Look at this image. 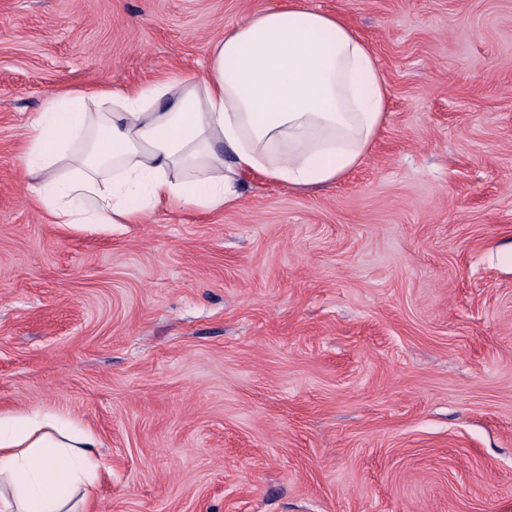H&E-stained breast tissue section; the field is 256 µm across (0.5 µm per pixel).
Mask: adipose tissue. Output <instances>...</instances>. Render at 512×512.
Listing matches in <instances>:
<instances>
[{
    "label": "adipose tissue",
    "instance_id": "adipose-tissue-1",
    "mask_svg": "<svg viewBox=\"0 0 512 512\" xmlns=\"http://www.w3.org/2000/svg\"><path fill=\"white\" fill-rule=\"evenodd\" d=\"M385 81L367 42L306 0L250 16L201 79L53 92L26 126L30 196L57 224H139L162 207L219 211L257 174L293 189L356 168L381 131ZM97 439L56 414L0 417V512H63L103 468Z\"/></svg>",
    "mask_w": 512,
    "mask_h": 512
}]
</instances>
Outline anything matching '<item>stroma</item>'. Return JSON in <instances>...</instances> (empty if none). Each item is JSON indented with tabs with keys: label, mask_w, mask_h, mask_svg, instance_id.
Wrapping results in <instances>:
<instances>
[{
	"label": "stroma",
	"mask_w": 512,
	"mask_h": 512,
	"mask_svg": "<svg viewBox=\"0 0 512 512\" xmlns=\"http://www.w3.org/2000/svg\"><path fill=\"white\" fill-rule=\"evenodd\" d=\"M272 0H0V413L67 414L79 512H512V0H308L374 52L362 163L216 212L54 224L60 89L201 77Z\"/></svg>",
	"instance_id": "35a3bbf8"
}]
</instances>
